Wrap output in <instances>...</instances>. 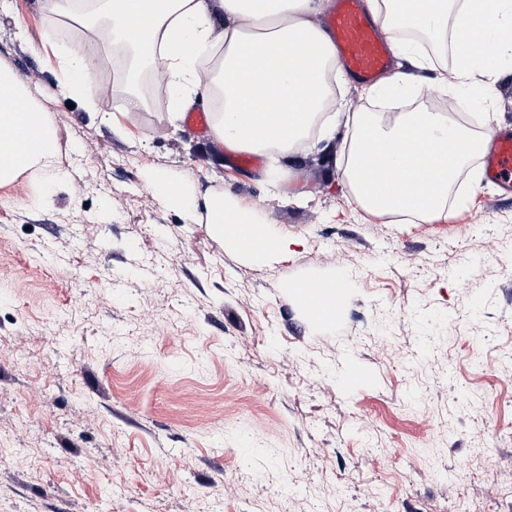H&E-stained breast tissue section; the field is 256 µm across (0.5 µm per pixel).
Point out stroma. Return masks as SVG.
I'll return each mask as SVG.
<instances>
[{
  "mask_svg": "<svg viewBox=\"0 0 512 512\" xmlns=\"http://www.w3.org/2000/svg\"><path fill=\"white\" fill-rule=\"evenodd\" d=\"M93 39L0 0V65L57 139L51 175L0 185V512H512V194L367 214L343 139L246 163L166 87L127 112L113 45L96 107L62 93L58 56ZM463 102L512 130V73ZM227 192L287 252L226 245ZM330 276L320 324L294 287Z\"/></svg>",
  "mask_w": 512,
  "mask_h": 512,
  "instance_id": "obj_1",
  "label": "stroma"
}]
</instances>
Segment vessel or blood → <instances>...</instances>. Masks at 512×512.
Wrapping results in <instances>:
<instances>
[{
	"label": "vessel or blood",
	"instance_id": "b4317fda",
	"mask_svg": "<svg viewBox=\"0 0 512 512\" xmlns=\"http://www.w3.org/2000/svg\"><path fill=\"white\" fill-rule=\"evenodd\" d=\"M338 61L344 71L362 83L372 82L391 62V43L382 35L364 0H330L326 16ZM487 181L512 193V132L496 134L491 151L482 161ZM306 306L313 319L329 318L333 309L317 295L318 286L304 284Z\"/></svg>",
	"mask_w": 512,
	"mask_h": 512
}]
</instances>
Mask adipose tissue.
<instances>
[{
    "instance_id": "ef3b65f1",
    "label": "adipose tissue",
    "mask_w": 512,
    "mask_h": 512,
    "mask_svg": "<svg viewBox=\"0 0 512 512\" xmlns=\"http://www.w3.org/2000/svg\"><path fill=\"white\" fill-rule=\"evenodd\" d=\"M51 12L77 19L101 15L97 36L140 58L162 59L177 111L197 96L220 95L215 141L236 152L291 155L309 134L333 139L345 125L348 152L342 178L369 214L399 213L423 221L445 214L452 184L494 133L485 117L480 134L449 122L443 112H360L338 122L327 113L343 69L317 17L323 0H46ZM381 29L421 70L438 67L447 51L456 63L439 81L489 94L512 68V0H367ZM94 59L74 51L61 59V90L94 95ZM56 135L46 115L26 101L24 84L0 67V184L17 174L49 172ZM215 223L234 243L259 235L261 253L287 249L286 240L254 224L225 200Z\"/></svg>"
}]
</instances>
